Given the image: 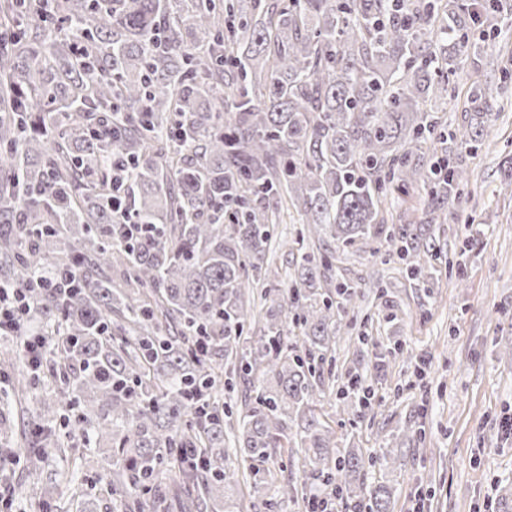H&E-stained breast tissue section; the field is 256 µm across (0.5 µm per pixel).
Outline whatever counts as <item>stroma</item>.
<instances>
[{"label":"stroma","instance_id":"obj_1","mask_svg":"<svg viewBox=\"0 0 512 512\" xmlns=\"http://www.w3.org/2000/svg\"><path fill=\"white\" fill-rule=\"evenodd\" d=\"M472 42L477 55L467 63L468 79L495 81L496 62L512 56V20H499L496 30L478 28ZM504 112L495 138L474 155H463L470 174L469 201H450L440 211L432 250L436 273L430 283L411 277L405 264L384 256H347L336 273L351 284L367 278L348 310L358 328L336 339L335 381L317 395L322 421L334 430L337 448H361L373 458L370 482L389 486L393 512H412L424 503L427 512H512V439L500 428L512 414V184L504 181L503 162L512 156V85L502 92ZM384 288L392 307L376 293ZM402 344L411 357L396 360L384 374L370 371L377 354ZM369 389L368 407L342 397L350 373ZM63 394L43 368L40 383L26 398L0 411V452H28L25 442L31 418L43 400ZM72 431L70 456L43 447L37 473L8 472L14 496H27L52 486L58 472L71 471V488L51 512H150L132 500L116 507L111 495L94 484L108 467L105 445L83 446ZM422 432V439L403 445L397 460L383 458L396 435ZM277 475L269 490L278 512H298L284 499L283 487L300 486L308 465L300 451L282 452L270 463Z\"/></svg>","mask_w":512,"mask_h":512}]
</instances>
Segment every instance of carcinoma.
Returning a JSON list of instances; mask_svg holds the SVG:
<instances>
[{
  "label": "carcinoma",
  "instance_id": "cac0c4a2",
  "mask_svg": "<svg viewBox=\"0 0 512 512\" xmlns=\"http://www.w3.org/2000/svg\"><path fill=\"white\" fill-rule=\"evenodd\" d=\"M497 16L496 0H0V281L73 280L33 289L32 321L61 326L45 357L105 423L108 492L152 512H243L240 479L262 493L294 443L304 508L330 488L353 512H390L370 459L336 452L312 408L336 313L357 296L336 261L351 248L433 276L430 224L386 214L398 194L420 189L433 208L468 187L457 151L494 136L512 80L462 83L472 29ZM450 99L468 121L447 136ZM287 211L293 244L331 243L300 254L268 306ZM223 374L227 389L243 381L236 425L208 393ZM57 413L45 401L32 425ZM192 451L200 466L169 484Z\"/></svg>",
  "mask_w": 512,
  "mask_h": 512
}]
</instances>
